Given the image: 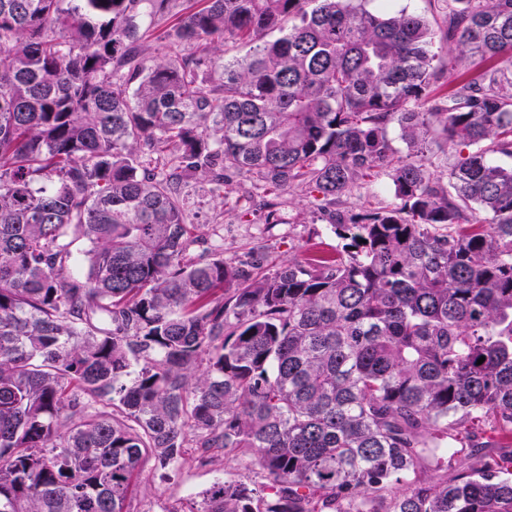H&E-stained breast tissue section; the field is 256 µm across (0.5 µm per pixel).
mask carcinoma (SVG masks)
Here are the masks:
<instances>
[{
	"label": "carcinoma",
	"mask_w": 512,
	"mask_h": 512,
	"mask_svg": "<svg viewBox=\"0 0 512 512\" xmlns=\"http://www.w3.org/2000/svg\"><path fill=\"white\" fill-rule=\"evenodd\" d=\"M175 2L0 0V512H126L189 448L264 479L189 512H512V0H448V60L492 66L441 97L389 0L156 25ZM434 136L469 149L445 182ZM379 173L397 203L332 213L334 256L190 257L199 180L334 201Z\"/></svg>",
	"instance_id": "carcinoma-1"
}]
</instances>
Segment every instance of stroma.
I'll return each mask as SVG.
<instances>
[{
  "mask_svg": "<svg viewBox=\"0 0 512 512\" xmlns=\"http://www.w3.org/2000/svg\"><path fill=\"white\" fill-rule=\"evenodd\" d=\"M393 185L381 175L345 197L353 212L395 204ZM189 219L207 241H219L225 258L257 264L272 272L312 250L335 253L338 241L317 194L296 188L280 196L265 195L240 178L224 190L201 185L187 204ZM246 475L244 461L216 452L212 463L199 465L186 456L175 469L158 470L146 464L127 501L128 512H190L201 494L226 473Z\"/></svg>",
  "mask_w": 512,
  "mask_h": 512,
  "instance_id": "1",
  "label": "stroma"
}]
</instances>
